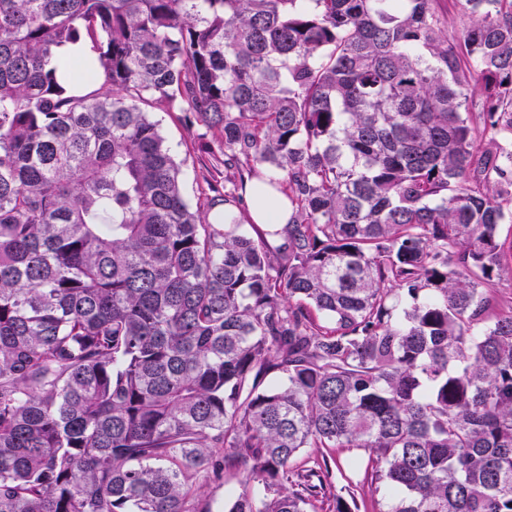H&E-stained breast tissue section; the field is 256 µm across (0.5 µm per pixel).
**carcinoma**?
I'll use <instances>...</instances> for the list:
<instances>
[{"instance_id": "1", "label": "carcinoma", "mask_w": 512, "mask_h": 512, "mask_svg": "<svg viewBox=\"0 0 512 512\" xmlns=\"http://www.w3.org/2000/svg\"><path fill=\"white\" fill-rule=\"evenodd\" d=\"M434 2L0 0V512H512V0ZM154 118L160 121L163 135L166 143L172 149L177 161L182 162V168L185 172L184 191L188 199L196 203L201 197V189L204 188L205 177H210L207 170V154L198 149L197 139L194 146L193 137L206 132L203 126L196 125L192 132H189L181 124L176 116L179 112L168 113L159 109H153ZM246 197L249 199V223L286 224L290 215L288 200L280 193L269 192L261 195L258 186L247 185ZM360 451H358L355 448H343L339 449L335 457L337 458V461L342 463L344 474L351 478L354 482H361L364 483V487L362 490H359L356 494V506L350 503V507L352 509V512H374L372 511V505L374 503V496H372L370 492V479L368 482L364 480L365 478V466L366 461H362L360 465L356 469L350 468L347 463L355 456H359ZM245 481V476L242 474L226 473L223 478L217 480L213 478H205L203 474L200 477L199 484L203 486L204 494L198 501V508H203L208 505V510L211 512H225L224 511V482L226 489L239 490L242 483Z\"/></svg>"}]
</instances>
